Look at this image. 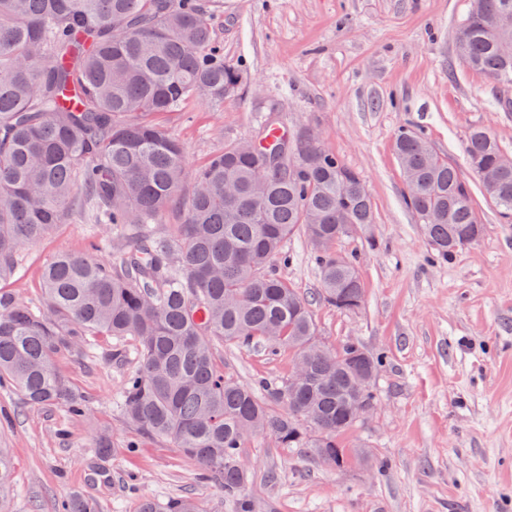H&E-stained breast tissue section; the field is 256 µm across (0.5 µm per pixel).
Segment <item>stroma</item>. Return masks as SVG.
<instances>
[{
	"label": "stroma",
	"mask_w": 512,
	"mask_h": 512,
	"mask_svg": "<svg viewBox=\"0 0 512 512\" xmlns=\"http://www.w3.org/2000/svg\"><path fill=\"white\" fill-rule=\"evenodd\" d=\"M224 60L240 92L220 109L194 103L165 116L190 166L225 144L252 138L269 117L294 131H317L328 149L363 178L373 223L339 241L353 253L365 302L348 313L320 297L304 237L289 241L281 268L311 300L322 340L359 342L383 354L375 408L348 439L386 463L384 475L355 465L332 469L303 448L256 438L243 452L245 494L254 512H512V224H504L471 172L464 144L481 126L512 155V86L465 68L454 39L470 0H212ZM426 134L471 188L483 230L449 260L433 254L407 207L395 139ZM99 225L70 220L22 246L26 270L11 287L42 297L40 272L61 253H92ZM224 371L244 383L276 381L289 356L261 347L217 346ZM137 360L111 339L92 357L58 360L90 408H33L0 389V448L11 462L6 512H58L80 495L97 512H140L191 498L205 512H233L223 488L174 443L142 436L122 418L117 395ZM107 435L112 453L94 440Z\"/></svg>",
	"instance_id": "1"
}]
</instances>
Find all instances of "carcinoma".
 Here are the masks:
<instances>
[{"label":"carcinoma","mask_w":512,"mask_h":512,"mask_svg":"<svg viewBox=\"0 0 512 512\" xmlns=\"http://www.w3.org/2000/svg\"><path fill=\"white\" fill-rule=\"evenodd\" d=\"M512 0H472L456 34L462 64L512 85ZM239 80L224 63L210 0H0V283L19 268V247L69 218L110 224L96 247L127 239L114 263L63 254L43 270L34 306L0 287V383L32 407L77 417L85 401L56 367L84 357L99 337L129 340L139 361L119 404L141 434L173 442L251 512L241 495L242 449L258 437L330 454L339 466L373 462L340 438L375 402L382 357L318 338L310 303L273 270L301 234L319 268L324 301L362 307L355 257L336 263V242L373 209L358 172L324 144L232 142L209 156L184 193L187 158L161 121L192 102L219 107ZM396 152L406 202L437 256L450 259L482 233L469 185L420 133L403 129ZM487 131L470 132L468 165L501 223L512 224V166ZM263 345L305 369L296 385L241 383L217 363L215 343ZM62 512H94L80 495Z\"/></svg>","instance_id":"carcinoma-1"}]
</instances>
